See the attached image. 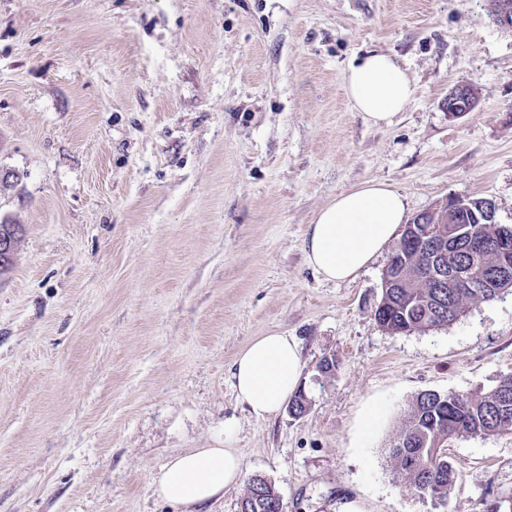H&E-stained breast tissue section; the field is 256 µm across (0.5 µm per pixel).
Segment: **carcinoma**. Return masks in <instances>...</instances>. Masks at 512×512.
<instances>
[{
  "label": "carcinoma",
  "instance_id": "obj_1",
  "mask_svg": "<svg viewBox=\"0 0 512 512\" xmlns=\"http://www.w3.org/2000/svg\"><path fill=\"white\" fill-rule=\"evenodd\" d=\"M422 258L416 249H407L398 257L397 273L410 288H387L382 290L381 299L375 311L380 326L388 331L409 329L426 331L446 326L455 321L467 305L474 300L469 289L457 287L458 281L468 280L480 286L481 299H495L501 292L512 288V271L496 278L492 284L488 273L497 269L491 256H472L463 238L453 243L448 252V281L439 287L434 280L422 276ZM508 401L510 408L501 404ZM512 434V374L502 378L495 386L469 394L463 400L455 393L440 396L419 394L408 413L402 436L414 441V447L422 450V468L408 470L397 460L398 445L389 447V459L396 478L414 489L427 485L425 495L432 498L439 495L446 498L451 493L457 472L448 469L446 448L454 438L485 437L498 434ZM251 479L241 500L244 512H272L269 502L273 500L271 490L254 491Z\"/></svg>",
  "mask_w": 512,
  "mask_h": 512
}]
</instances>
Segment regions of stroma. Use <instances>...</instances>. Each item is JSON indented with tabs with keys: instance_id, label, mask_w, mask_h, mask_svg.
Here are the masks:
<instances>
[{
	"instance_id": "1",
	"label": "stroma",
	"mask_w": 512,
	"mask_h": 512,
	"mask_svg": "<svg viewBox=\"0 0 512 512\" xmlns=\"http://www.w3.org/2000/svg\"><path fill=\"white\" fill-rule=\"evenodd\" d=\"M371 51L414 86L388 126L344 91ZM460 84L477 102L455 117ZM0 167V221L25 228L0 276V512H184L152 482L228 418L286 512L512 503L511 434L451 442L444 504L388 455L419 393L512 374V289L393 334L374 312L395 244L341 283L303 251L369 180L411 217L486 198L512 225V30L487 0H0ZM270 331L299 343L303 416L236 399L234 359ZM245 480L209 512H240ZM466 84L458 85L448 94V113L453 116H461L465 112H472L474 108V91Z\"/></svg>"
}]
</instances>
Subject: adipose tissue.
<instances>
[{"instance_id":"1","label":"adipose tissue","mask_w":512,"mask_h":512,"mask_svg":"<svg viewBox=\"0 0 512 512\" xmlns=\"http://www.w3.org/2000/svg\"><path fill=\"white\" fill-rule=\"evenodd\" d=\"M344 85L354 109L374 125L390 123L414 95L408 73L385 53L370 52L350 64ZM406 219L404 196L387 183L369 181L343 191L310 224L306 260L326 280L354 278ZM301 372L294 337L277 332L257 337L233 362L237 399L256 417L274 416L296 393ZM241 476L242 462L233 449L194 448L172 457L153 486L159 498L194 507L211 503Z\"/></svg>"}]
</instances>
